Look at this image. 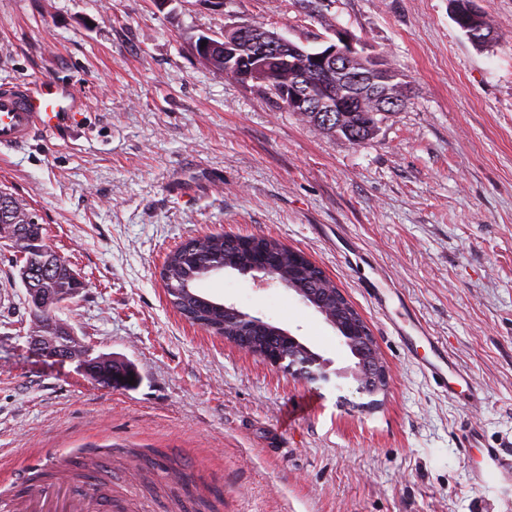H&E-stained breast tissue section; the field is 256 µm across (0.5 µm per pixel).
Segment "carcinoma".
Returning <instances> with one entry per match:
<instances>
[{
  "mask_svg": "<svg viewBox=\"0 0 512 512\" xmlns=\"http://www.w3.org/2000/svg\"><path fill=\"white\" fill-rule=\"evenodd\" d=\"M308 121L329 134H341L359 145L373 135L375 120L367 112H310ZM35 215L24 200L0 188V224H32ZM45 233L30 232L25 242L14 247L15 267L24 288H34L51 299L48 307L31 305L34 314L30 335L55 338L56 346L71 352L83 361L100 384L131 387L139 382V374L130 364L105 356L90 357V346L77 344L74 333L66 337L55 336L58 326L55 305L72 298L78 291L73 274L65 268L69 261L61 256L60 264L47 262L50 251ZM252 252L222 233L188 240L168 253L162 265L161 277L166 280V293L174 308L191 324H200L206 331L220 336H232L238 323L224 320V304L202 296L197 284L211 274L234 270L241 274L253 266ZM306 256L297 260L283 257L270 278L288 289L306 288L309 279L318 271ZM134 381H129V378Z\"/></svg>",
  "mask_w": 512,
  "mask_h": 512,
  "instance_id": "cac0c4a2",
  "label": "carcinoma"
}]
</instances>
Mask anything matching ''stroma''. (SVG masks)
I'll list each match as a JSON object with an SVG mask.
<instances>
[{"label": "stroma", "mask_w": 512, "mask_h": 512, "mask_svg": "<svg viewBox=\"0 0 512 512\" xmlns=\"http://www.w3.org/2000/svg\"><path fill=\"white\" fill-rule=\"evenodd\" d=\"M479 4L495 32L484 47L449 0H326L320 20L305 0H0V84L49 74L82 101L0 156V187L84 282L59 318L140 375L102 386L35 351L0 241V500L99 447L105 493L128 512H171L174 492L215 512H512V481L482 457L512 444V0ZM228 10L309 48L348 34L397 71L408 106L360 145L301 121L197 59L193 40L223 34ZM218 232L308 255L366 322L386 393L336 376L351 362L336 330L280 285L218 272L199 291L288 329L331 361L327 379L184 319L159 271ZM376 270L474 374L479 407L404 357L364 286ZM471 425L482 448L464 441Z\"/></svg>", "instance_id": "obj_1"}]
</instances>
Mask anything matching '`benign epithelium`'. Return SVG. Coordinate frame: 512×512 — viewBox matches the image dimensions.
I'll use <instances>...</instances> for the list:
<instances>
[{
    "label": "benign epithelium",
    "mask_w": 512,
    "mask_h": 512,
    "mask_svg": "<svg viewBox=\"0 0 512 512\" xmlns=\"http://www.w3.org/2000/svg\"><path fill=\"white\" fill-rule=\"evenodd\" d=\"M456 14H464L470 18L471 31L468 36L476 41L489 40L481 24V10L478 0H467L457 3ZM338 42L317 50L304 49L285 37L259 28L252 23L233 22L224 25L221 36L202 35L199 41L193 42L196 56L207 61L217 53H224V60L234 59L237 64L224 65V73L240 82L248 83L261 80L265 83L280 85L281 91L291 107L297 112H310L309 100L319 101L328 112H372L379 116L386 112L391 102L388 90L382 89L383 67L373 54H367L355 48L353 40L343 33L337 34ZM206 46H201V42ZM247 46L253 51L252 58L261 60L260 71L242 67L239 50ZM303 59L321 72L322 79L312 87L313 93L304 95L297 89L288 86L286 65ZM275 263V257L260 249L256 252L252 277L259 281H269L268 273ZM320 288H303L296 292L300 301L325 314L321 301ZM224 312L243 320L241 336L234 346L254 354L268 363L279 366L285 362L282 349L288 348L294 353L307 357L311 351L284 328H273V341L261 351H255L246 341L248 331L258 323V318L236 306L224 307ZM327 323L333 326L347 347L352 363L337 371L344 377H351L371 390H385L388 370L369 331L360 323L349 321L348 325L340 324L339 320L328 318Z\"/></svg>",
    "instance_id": "7a95c632"
}]
</instances>
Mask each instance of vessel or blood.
Wrapping results in <instances>:
<instances>
[{"instance_id":"obj_1","label":"vessel or blood","mask_w":512,"mask_h":512,"mask_svg":"<svg viewBox=\"0 0 512 512\" xmlns=\"http://www.w3.org/2000/svg\"><path fill=\"white\" fill-rule=\"evenodd\" d=\"M80 100L70 84L37 77L0 85V153L20 149L36 137L52 134L61 119L77 114ZM372 298L389 324L399 346L419 369L449 396H465L468 405L481 400L482 388L470 370L448 352L446 344L429 335L415 315L389 310L377 282L367 281ZM96 496L60 482L33 483L23 498L12 501L8 512H104Z\"/></svg>"}]
</instances>
